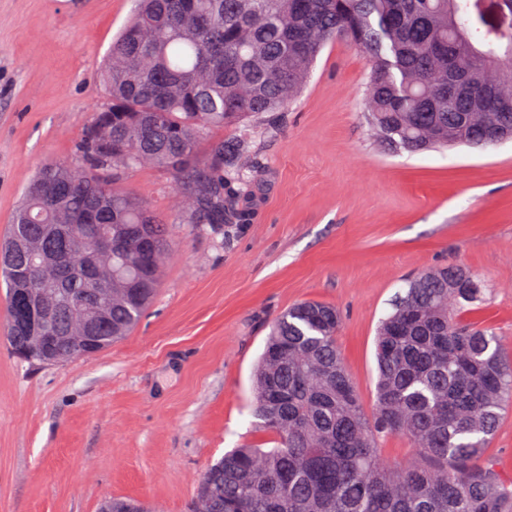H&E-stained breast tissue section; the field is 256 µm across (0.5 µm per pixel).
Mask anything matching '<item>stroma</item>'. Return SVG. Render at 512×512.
<instances>
[{
    "label": "stroma",
    "instance_id": "35a3bbf8",
    "mask_svg": "<svg viewBox=\"0 0 512 512\" xmlns=\"http://www.w3.org/2000/svg\"><path fill=\"white\" fill-rule=\"evenodd\" d=\"M135 0H0V236L46 161L80 165L107 102L102 60ZM369 68L341 41L318 56L284 119L241 136L251 223H185L171 176L126 171L167 226L173 255L153 306L121 341L56 365L13 355L0 294V512H99L109 497L188 512L205 468L254 426L252 377L271 322L303 300L343 315L337 345L364 409L377 326L407 278L448 264L487 289L462 317L512 359V141L394 153L369 128Z\"/></svg>",
    "mask_w": 512,
    "mask_h": 512
}]
</instances>
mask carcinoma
Segmentation results:
<instances>
[{
    "label": "carcinoma",
    "mask_w": 512,
    "mask_h": 512,
    "mask_svg": "<svg viewBox=\"0 0 512 512\" xmlns=\"http://www.w3.org/2000/svg\"><path fill=\"white\" fill-rule=\"evenodd\" d=\"M484 2L140 0L112 41L108 102L83 131V165L43 164L0 242L11 349L34 346V306L53 364L75 358L68 336L79 318L92 357L139 323L171 243L145 202L117 186L124 172L169 173L190 224L250 223L244 182L228 165L244 144L210 140L202 156L199 144L253 114L277 120L331 41L366 54L365 109L389 150L511 138L512 0H497L499 26ZM109 234V251L98 253ZM93 262L120 284L104 317L86 271ZM452 269L408 280L381 320L369 414L336 346V307L308 300L283 312L254 379L256 427L274 446L224 454L203 472L190 512H512V482L485 455L512 402V365L491 328L461 317L483 281L469 270V287L454 288ZM390 436L410 440L416 458L387 464L379 441Z\"/></svg>",
    "instance_id": "obj_1"
}]
</instances>
